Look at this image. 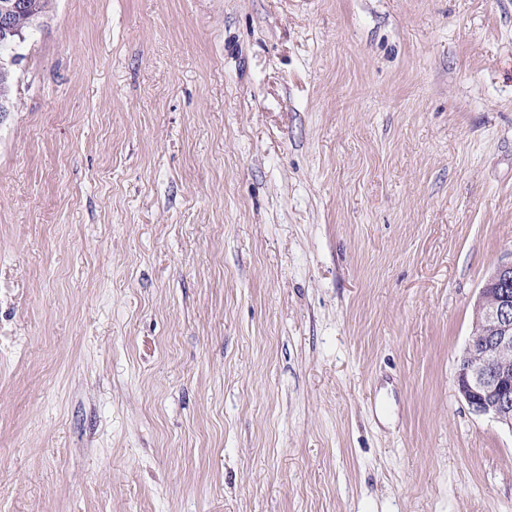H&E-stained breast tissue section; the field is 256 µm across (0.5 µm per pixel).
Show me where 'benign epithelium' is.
<instances>
[{
	"label": "benign epithelium",
	"instance_id": "obj_1",
	"mask_svg": "<svg viewBox=\"0 0 512 512\" xmlns=\"http://www.w3.org/2000/svg\"><path fill=\"white\" fill-rule=\"evenodd\" d=\"M25 18L26 27L18 24ZM42 14L31 0H0V82L13 84L17 50L25 41V30H35ZM512 260L503 262L489 275L475 305L481 330L471 332L458 359L455 388L469 409L478 416L493 418L512 433Z\"/></svg>",
	"mask_w": 512,
	"mask_h": 512
}]
</instances>
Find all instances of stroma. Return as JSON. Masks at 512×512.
I'll use <instances>...</instances> for the list:
<instances>
[{
    "instance_id": "35a3bbf8",
    "label": "stroma",
    "mask_w": 512,
    "mask_h": 512,
    "mask_svg": "<svg viewBox=\"0 0 512 512\" xmlns=\"http://www.w3.org/2000/svg\"><path fill=\"white\" fill-rule=\"evenodd\" d=\"M19 54L0 512H512L454 386L512 0H53Z\"/></svg>"
}]
</instances>
